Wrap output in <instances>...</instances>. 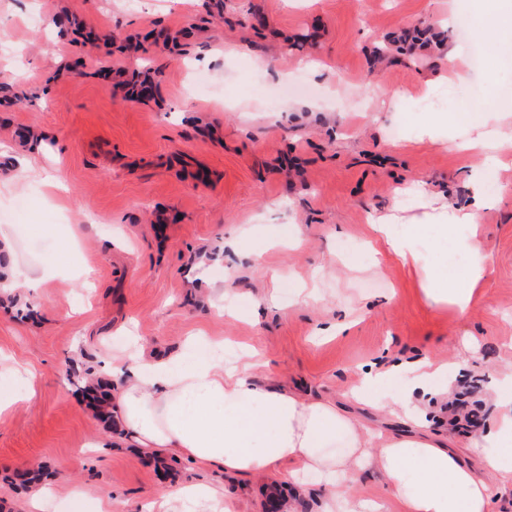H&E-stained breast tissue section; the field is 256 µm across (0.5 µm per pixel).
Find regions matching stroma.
<instances>
[{
	"mask_svg": "<svg viewBox=\"0 0 512 512\" xmlns=\"http://www.w3.org/2000/svg\"><path fill=\"white\" fill-rule=\"evenodd\" d=\"M0 0V151L59 176L0 186V237L15 289L0 293V512H27L38 485L59 512H148L174 485L224 487L235 512L280 495L322 512L323 490L276 474L231 476L166 456L107 428L78 391L85 372L124 368L128 336L145 355L193 336L255 347L261 382L346 404L373 364L425 357L481 381L480 425L435 426L464 453L497 415L512 374V146L484 185L478 228L413 236L418 265L363 258L373 213L412 220L474 205L485 157L460 150L463 113L512 109V72L478 28H441L444 46L411 54L388 35L448 15V0ZM458 48L454 67L444 47ZM317 58L321 72L304 70ZM157 72L128 100L118 79ZM392 104L370 93L376 81ZM452 137L417 139L438 117ZM491 263L468 313L429 303L421 284ZM48 272L40 288L20 287ZM39 471L40 483L16 481ZM81 494L73 504L72 494Z\"/></svg>",
	"mask_w": 512,
	"mask_h": 512,
	"instance_id": "1",
	"label": "stroma"
}]
</instances>
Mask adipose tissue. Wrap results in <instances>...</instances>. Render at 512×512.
<instances>
[{
	"mask_svg": "<svg viewBox=\"0 0 512 512\" xmlns=\"http://www.w3.org/2000/svg\"><path fill=\"white\" fill-rule=\"evenodd\" d=\"M395 217L377 214L373 230L403 264L416 265L411 235H396ZM475 254L469 288H456L446 276L431 275L422 292L427 301L449 303L459 313L469 311L472 287L486 266L478 242H463ZM222 344L201 346L191 339L175 356L140 359L130 348L127 376L116 386L114 415L118 431L152 452H175L197 465L219 467L233 475L277 472L304 485L313 476L327 491L326 512H378L372 501L350 499L347 488L362 466L376 470L388 484L401 512H490L495 494L512 491V396L495 395L502 406L484 437L477 463L428 434L425 412L407 397H394L383 388L390 374L371 372L355 396L372 409L392 412L406 406L405 432L385 435L370 447L349 410L329 400L312 399L281 388L253 382L251 353L229 365ZM403 376L410 389L437 397L448 369L423 360L396 364L392 374ZM182 512H223L224 494L194 482L170 493Z\"/></svg>",
	"mask_w": 512,
	"mask_h": 512,
	"instance_id": "ef3b65f1",
	"label": "adipose tissue"
}]
</instances>
